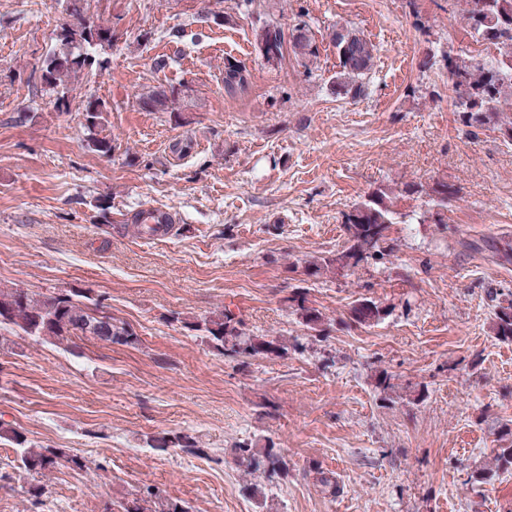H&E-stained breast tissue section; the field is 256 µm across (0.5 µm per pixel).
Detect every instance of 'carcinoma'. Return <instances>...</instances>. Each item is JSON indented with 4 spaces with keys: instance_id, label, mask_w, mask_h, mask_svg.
<instances>
[{
    "instance_id": "obj_1",
    "label": "carcinoma",
    "mask_w": 512,
    "mask_h": 512,
    "mask_svg": "<svg viewBox=\"0 0 512 512\" xmlns=\"http://www.w3.org/2000/svg\"><path fill=\"white\" fill-rule=\"evenodd\" d=\"M464 2V20L469 35L493 51L468 61H458L446 55L448 90L453 94L460 123L477 128L507 111L512 113V0ZM111 39L110 30L90 22L61 28L58 35L60 48L48 57L41 75L44 86L56 93V106L64 105L70 91L68 79L71 74L97 64L94 50L110 44ZM256 39L263 57L269 62L280 60L287 45L295 56L303 60L316 56L317 48L309 35V26L302 20L288 28L277 22H268L257 32ZM332 42L338 59L336 86L353 98L366 96L374 65V45L363 34L348 28L332 32ZM246 83L242 66L230 58L226 59L224 90L234 94ZM143 103L156 112H175L174 98L161 89L148 94ZM105 111L106 106L98 99L91 97L87 100L84 113L87 146L101 155H108L114 150L112 138L103 133ZM458 195L459 190L448 183H436L429 193V210L448 208V201ZM426 220V213L416 210L408 215H398L388 194L379 189L355 203L345 214L343 249L315 263L313 274L337 265L341 259L346 260L348 266H356L369 259L381 261L391 254L387 245L390 225L397 222L422 224ZM131 223L152 237L170 230L166 217L161 213L154 217V223L145 224L138 212L132 216ZM288 301L296 303L307 326L313 329L321 324V312L305 305L303 294L297 293ZM387 315L386 308L365 298L352 306L349 319L355 324L373 325ZM184 327L200 332L209 346L223 357L283 359L288 356L286 342L247 334L242 320L229 308L186 322ZM491 330L499 340L512 342V302L498 306ZM9 335L49 342L66 351L76 336L90 337L111 345H133L137 342L136 334L125 323L112 317L100 301L78 288L59 289L48 295L23 288H0V343ZM1 439L17 448L16 469L23 472L44 474L60 467L87 468L82 457L68 454L60 448L31 443L20 432L4 427L2 423ZM152 447L175 448L194 456L208 455V449L189 433L160 436L154 439ZM235 460L238 467L247 473L261 471L272 479L288 476L287 462L281 451L272 446L258 449L248 442H241L236 447ZM118 512H188V509L181 502L164 498L149 487L146 497L120 503Z\"/></svg>"
}]
</instances>
